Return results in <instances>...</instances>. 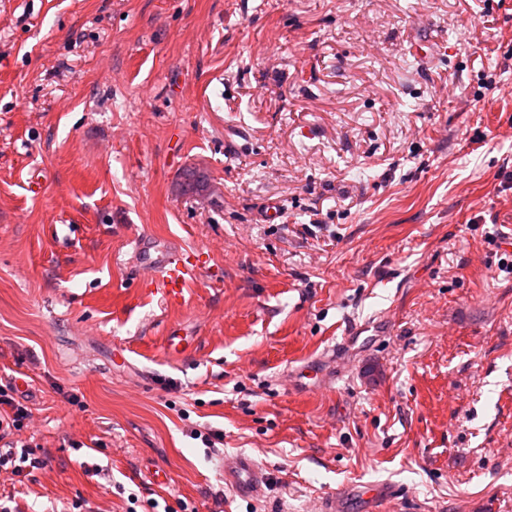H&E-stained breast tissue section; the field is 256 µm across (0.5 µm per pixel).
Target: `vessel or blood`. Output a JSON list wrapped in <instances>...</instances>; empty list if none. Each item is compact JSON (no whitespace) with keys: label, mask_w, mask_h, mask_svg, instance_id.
Returning a JSON list of instances; mask_svg holds the SVG:
<instances>
[{"label":"vessel or blood","mask_w":512,"mask_h":512,"mask_svg":"<svg viewBox=\"0 0 512 512\" xmlns=\"http://www.w3.org/2000/svg\"><path fill=\"white\" fill-rule=\"evenodd\" d=\"M132 262L137 270L147 272L148 286L170 303L183 298L186 288L202 270L198 256L169 245H158L147 237L133 239ZM268 481L266 468L247 455H237L224 468L225 487L241 498L262 497Z\"/></svg>","instance_id":"vessel-or-blood-1"}]
</instances>
